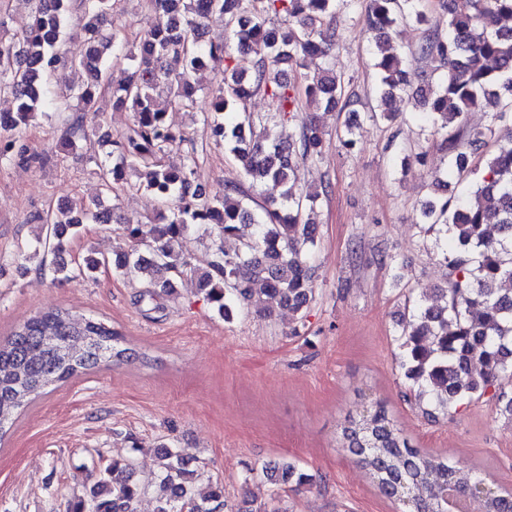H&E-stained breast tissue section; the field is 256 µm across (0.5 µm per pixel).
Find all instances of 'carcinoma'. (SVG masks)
<instances>
[{"mask_svg":"<svg viewBox=\"0 0 512 512\" xmlns=\"http://www.w3.org/2000/svg\"><path fill=\"white\" fill-rule=\"evenodd\" d=\"M339 0H150L157 23L134 56L136 70L117 81L104 54L111 48L114 0H79L82 15L81 49L70 64L85 70L88 81L70 87L81 110L101 111L99 90L112 91V107L135 114L129 132L115 139L105 132L99 143L111 147L112 164L100 166L102 194L110 195L137 166L150 169L146 191L162 204L175 203L159 222H127L130 252L112 261L87 255L81 272L108 264L126 278H139L168 293L174 282L188 279L224 319L257 307L262 298H275L293 313L305 314L313 298L314 269L310 257L317 246L316 224L308 213L329 185L304 191L298 187L301 168L323 159L324 131L315 117L296 122L298 87L281 77L282 65L299 66L306 56H329L335 32L324 27L335 15ZM69 10V0H36L33 21L17 41H0V88H8L16 112L0 125L12 131L50 107L49 85L54 76V49ZM224 16L236 39L233 55L222 42L204 43L198 36L201 19ZM280 23H272V18ZM368 21L377 33L374 67L378 94L385 104L409 92L407 60L387 47L390 33L402 22L426 27L416 51L436 63L440 73L427 82L418 99L433 133L442 136L448 168L463 179L477 168L482 150L499 138L501 127L512 125V0H369ZM173 53L185 71L171 77L158 61ZM222 59L224 84L212 94V136L238 161L252 192L267 183L282 187L277 198L256 199L241 185L224 187V197L211 198L199 181L194 143L178 164L162 161L176 136L165 120L155 92L162 84L176 87L175 97L192 100L191 75L206 59ZM304 94L329 108L344 96L345 80L330 68L303 76ZM264 95L275 112L247 111L248 101ZM489 104L498 111L488 124L466 134L463 118L472 108ZM434 199L422 206L421 223L436 231V242L452 240L453 251L442 250L448 268L446 285L429 305L406 301L401 330L399 366L410 382V402L448 415L465 402L484 396L499 374L512 371V137L497 144L485 160L480 181L467 198L450 197L446 180L432 182ZM112 222V210L92 201L79 208L57 207L40 218L45 236L37 237L25 259H38L37 268L56 280L71 278L72 270L47 256H58L67 237L81 233L84 220ZM254 228L240 236L233 253L219 241L239 236L241 226ZM210 228L218 243L203 260L173 248L185 231ZM136 357L125 337L112 325L68 308H52L30 318L0 342V438L13 426L18 410L82 374L120 366ZM341 448L366 472L378 496L401 504L404 491L412 495L410 512H449L448 495L465 505V512H512V488L488 481L479 469L462 465L446 454L414 446L395 424L387 406L375 402L350 415L340 430ZM163 463L142 481L135 477L131 458L99 467L85 494L68 504L67 512H139L137 504L152 484L166 497L155 512H221L224 486L216 482L205 494L194 483L198 470L167 444L157 447ZM263 475L274 484L311 481L288 461L267 463ZM479 483L495 487L491 496L474 492Z\"/></svg>","mask_w":512,"mask_h":512,"instance_id":"obj_1","label":"carcinoma"}]
</instances>
